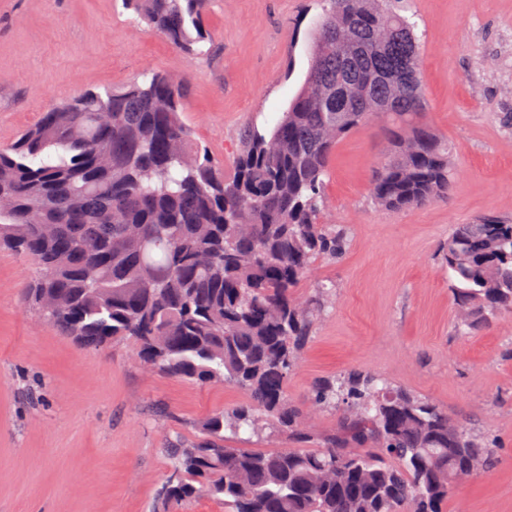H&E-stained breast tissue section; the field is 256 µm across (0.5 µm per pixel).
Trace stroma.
I'll return each mask as SVG.
<instances>
[{"label": "stroma", "mask_w": 512, "mask_h": 512, "mask_svg": "<svg viewBox=\"0 0 512 512\" xmlns=\"http://www.w3.org/2000/svg\"><path fill=\"white\" fill-rule=\"evenodd\" d=\"M324 0H210L196 53L169 43L123 0H0V149L53 103L118 89L151 72L184 80L182 119L232 174L240 131L269 133L302 88ZM423 48L425 120L447 138L448 200L377 206L372 174L387 146L377 118L330 159L322 221L349 243L316 259L297 291H333L288 378V396L359 368L468 418L499 442L496 465L454 489L444 512H512V315L453 334L436 255L453 225L512 219V0H412ZM32 258L0 252V512H153L169 473L167 437L198 438L204 417L246 403L221 383L144 369L131 342L77 345L22 295Z\"/></svg>", "instance_id": "35a3bbf8"}]
</instances>
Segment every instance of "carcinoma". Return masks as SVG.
Returning <instances> with one entry per match:
<instances>
[{
	"label": "carcinoma",
	"mask_w": 512,
	"mask_h": 512,
	"mask_svg": "<svg viewBox=\"0 0 512 512\" xmlns=\"http://www.w3.org/2000/svg\"><path fill=\"white\" fill-rule=\"evenodd\" d=\"M406 0H329L306 82L269 135L239 136L233 174L201 152L181 119V82L156 73L53 104L0 150V250L33 258L24 287L42 320L78 343L130 340L158 372L243 390L249 401L166 443L157 512L207 498L224 512H443L460 475L490 471L495 437L432 400L362 370L318 381L311 406L288 376L329 293L296 294L317 258L344 254L348 231L320 223L336 144L374 116L391 135L374 171L376 204L401 211L452 189L448 144L423 117L416 24ZM174 47L203 41L209 0H124ZM356 48L336 59L329 31ZM403 63L400 82L341 109L336 83H367ZM454 328L473 336L512 314V222L458 224L439 251ZM339 411L336 431L305 426ZM296 444L262 453L241 434Z\"/></svg>",
	"instance_id": "cac0c4a2"
}]
</instances>
